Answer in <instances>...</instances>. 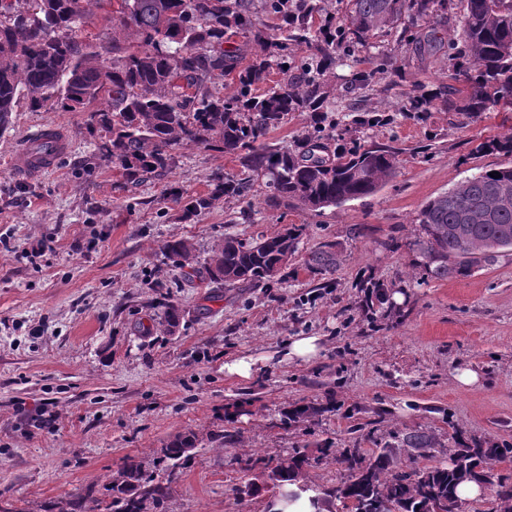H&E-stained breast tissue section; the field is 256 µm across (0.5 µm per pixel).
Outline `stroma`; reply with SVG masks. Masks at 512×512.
<instances>
[{"mask_svg": "<svg viewBox=\"0 0 512 512\" xmlns=\"http://www.w3.org/2000/svg\"><path fill=\"white\" fill-rule=\"evenodd\" d=\"M372 42L337 59L328 117L343 147L398 150L397 173L375 195L318 212L268 208L259 180L246 196L185 218L190 197L248 176L243 155L179 145L165 172L132 184L101 158L109 134L91 120L95 105L34 110L20 98L0 135V512H47L87 487L103 489L131 458L167 488L147 512H267L273 491L245 458L304 452L305 483L324 491L347 477L338 450H369L409 431L433 445L395 449L404 463H446L456 428L512 444V250L469 276L434 279L411 249L426 201L512 166V155L483 148L512 133V109L408 111L416 87L461 89L464 74L447 49L422 58L394 34ZM356 70L372 82L352 92ZM364 110L382 123L357 125ZM47 126L66 131L69 152L40 179L12 177V154ZM312 126L311 113H289L262 143L294 151ZM293 224L303 228L294 255L259 284L185 278L163 249L187 241L198 268L226 236L249 240ZM321 249L336 267L311 269ZM380 287L401 301L379 303ZM169 304L183 314L172 333L161 324ZM296 336L321 337L319 357L285 360ZM244 355L259 358L256 374H225V362ZM465 367L479 384H458ZM328 397L335 411L283 425L284 408ZM189 432L190 457L159 465L161 448ZM252 482L261 491L245 494Z\"/></svg>", "mask_w": 512, "mask_h": 512, "instance_id": "obj_1", "label": "stroma"}]
</instances>
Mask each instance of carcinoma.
<instances>
[{"label": "carcinoma", "instance_id": "1", "mask_svg": "<svg viewBox=\"0 0 512 512\" xmlns=\"http://www.w3.org/2000/svg\"><path fill=\"white\" fill-rule=\"evenodd\" d=\"M253 0H10L0 2V134L12 122L22 95L30 108L47 105L74 111L99 102L98 122L111 134L103 156L117 162L130 182L166 170L170 150L192 143L223 153L248 152V167L268 178L271 208L318 211L376 193L394 176L398 151L358 144L336 146L335 126L316 127L292 153L267 152L256 143L279 126L290 112L324 111L328 98L325 75L336 54L349 57L371 46L379 32L401 31L422 54L442 44L432 20L450 7L449 0H346L341 23L325 12L324 0H262L264 12L278 20L257 27ZM459 38L448 60L466 74V86L439 84L436 92L409 99V111L487 112L512 105V0H462ZM116 6L112 35L94 41L81 27L95 12ZM321 23L315 24V17ZM233 36L244 44L224 49ZM320 57L317 66L295 73L302 48ZM255 58L246 62L249 51ZM283 78L257 95L272 70ZM234 76L233 93L212 87ZM500 177L482 171L426 202L417 214L413 247L426 273L446 279L465 276L500 249H512V198L499 194L512 187V167H499ZM247 181L226 178L206 195L188 200L189 218L210 210L224 196H243ZM302 227L294 225L251 241L227 236L204 267L214 283H260L274 278L295 253ZM173 262L183 267L192 252L182 239L167 242ZM326 407L296 404L283 416L288 425L323 413ZM196 437L179 435L161 449L159 461L178 464L190 456ZM400 447H432V439L412 431ZM512 458V445L456 438L448 464L404 469L387 447L365 452L347 448L340 461L347 480L308 497L315 512L330 498L344 512H428L438 501L443 512L459 499L458 487L475 482L491 487L497 512H512V474L495 463ZM308 455L295 451L276 460L268 476L283 490L267 512H283L299 500ZM112 499L103 502L93 491L60 501L56 512H145L160 505L167 487L130 460L110 478Z\"/></svg>", "mask_w": 512, "mask_h": 512}]
</instances>
